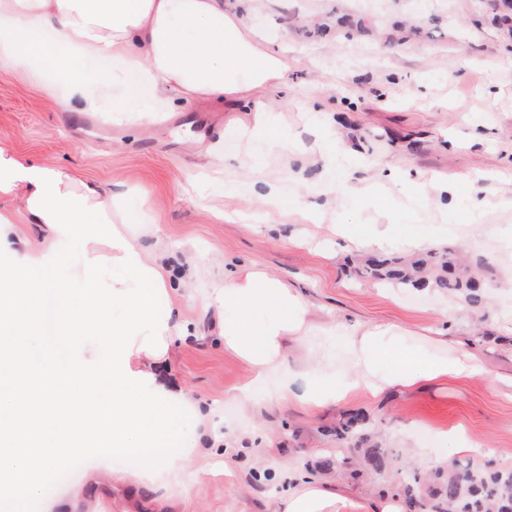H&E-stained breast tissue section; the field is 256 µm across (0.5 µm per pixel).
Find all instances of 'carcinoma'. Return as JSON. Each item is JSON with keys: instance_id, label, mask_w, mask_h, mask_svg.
<instances>
[{"instance_id": "cac0c4a2", "label": "carcinoma", "mask_w": 512, "mask_h": 512, "mask_svg": "<svg viewBox=\"0 0 512 512\" xmlns=\"http://www.w3.org/2000/svg\"><path fill=\"white\" fill-rule=\"evenodd\" d=\"M357 274L394 288L437 291L470 306L485 303L487 297V285L479 272L464 262L461 251L451 247L414 257L369 254L359 260ZM366 424V415L357 412L328 433L338 444L354 445L363 463L382 474L388 450L371 440ZM349 464L350 458L332 450L316 462L314 471L329 474ZM403 507L406 512H512V467L489 471L477 465H455L424 476L416 470L405 484Z\"/></svg>"}]
</instances>
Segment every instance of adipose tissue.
<instances>
[{
	"label": "adipose tissue",
	"instance_id": "ef3b65f1",
	"mask_svg": "<svg viewBox=\"0 0 512 512\" xmlns=\"http://www.w3.org/2000/svg\"><path fill=\"white\" fill-rule=\"evenodd\" d=\"M99 56L139 71L154 95L173 92L186 103L245 105L288 71L287 57L264 50L224 0H0V72L25 66L56 77L68 90L65 111H96L87 89L109 78L84 62ZM1 198L22 207L0 209V491L42 496L47 474L104 445L148 470L179 469L183 409L198 411L202 423L209 417L163 381L168 349L186 333L173 319L171 269L113 226L120 201L102 183L0 152ZM19 224L33 225L35 240L20 243ZM74 282L84 295L79 307L70 300ZM219 297L224 350L254 382L285 368L292 346L301 351L297 374L319 365L306 348L311 306L279 278L244 267L225 277ZM112 304L123 309L121 318H106ZM91 334L103 349L93 361L81 353ZM26 336L64 337L69 353L60 362L33 359ZM344 339L349 370L308 386L300 401L310 409L364 385L410 389L468 368L406 349L400 331L388 327L350 329ZM358 508L332 485L307 477L278 499L275 512Z\"/></svg>",
	"mask_w": 512,
	"mask_h": 512
}]
</instances>
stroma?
<instances>
[{"mask_svg":"<svg viewBox=\"0 0 512 512\" xmlns=\"http://www.w3.org/2000/svg\"><path fill=\"white\" fill-rule=\"evenodd\" d=\"M224 8L291 62L277 89L254 96L287 148L245 144L234 130L251 113L214 103L171 111L158 101L153 111H138L150 96L141 81L103 89L89 125L62 111L51 77L0 73V150L108 184L126 195L125 229L145 251L155 248L157 226L170 265H195V277L178 291L188 332L172 344L165 373L215 407L210 428L225 443L198 453L188 418L181 473L160 467L143 483L141 462L107 449L71 477L53 476L42 497L0 500L5 512H274L290 474L308 473L333 447L325 428L357 411L393 453L383 475L342 480L346 496L365 507L400 493L408 452L440 447L449 428L488 450L482 467H512V387L505 385L512 380V242L483 233L487 224L512 227V30L486 20L488 0H224ZM341 15L361 19L363 30L314 35L316 23ZM435 28L440 37L427 38ZM323 137L337 139L340 153L321 154ZM259 169L284 188L277 207L257 203ZM408 170L454 191L443 200L429 186L408 188L401 179ZM346 171L356 193L338 188ZM228 180L231 195L222 192ZM298 192L301 215L293 211ZM476 197L486 201L482 210L472 207ZM389 216L482 261L492 282L486 304L360 279L351 267L356 251L336 226L381 224ZM245 266L295 288L319 326L390 325L407 332L412 348L427 351L440 339L483 371L412 391H362L314 412L278 400L282 386H303L278 374L256 386L255 406L241 407L234 395L251 374L215 343L216 316L204 300L225 272ZM482 329L498 344L479 342Z\"/></svg>","mask_w":512,"mask_h":512,"instance_id":"stroma-1","label":"stroma"}]
</instances>
